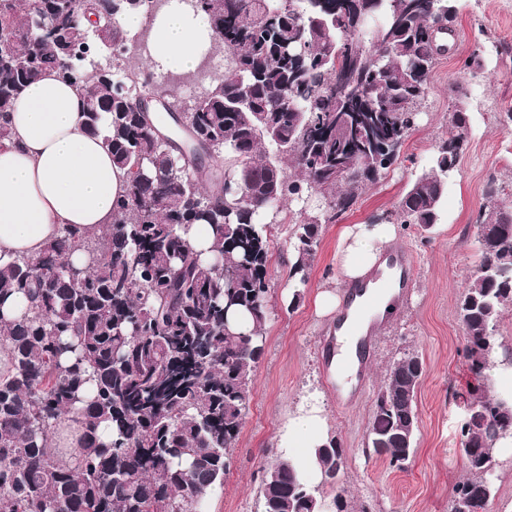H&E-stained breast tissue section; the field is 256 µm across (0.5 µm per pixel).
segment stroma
Listing matches in <instances>:
<instances>
[{
	"instance_id": "obj_1",
	"label": "stroma",
	"mask_w": 512,
	"mask_h": 512,
	"mask_svg": "<svg viewBox=\"0 0 512 512\" xmlns=\"http://www.w3.org/2000/svg\"><path fill=\"white\" fill-rule=\"evenodd\" d=\"M454 51L430 78L419 129L406 141L390 176L371 186L335 223L323 225L321 243L307 285L294 290L288 254L292 226L272 227L269 317L265 350L233 456V464L208 512H261V467L273 459L278 433L301 401L318 395L331 435L345 452L347 497L357 512H450L453 487L468 475L458 451L465 401L492 394L490 382L470 369L457 320L458 298L477 261V212L489 178L512 186V123L501 119L512 108V0H459ZM478 54L475 73L462 69ZM465 81V109L471 136L456 176L448 184L439 224L424 231L400 227L398 243L416 259L417 274L405 299L374 338L376 354L363 393L337 403L322 366L321 343L333 321L318 316V291L338 289L336 249L343 228L393 213L407 184L428 165L432 147L448 130L452 90ZM300 300H293V293ZM419 352L426 370L418 390L416 454L406 470L389 467L364 452L374 400L391 364L405 352Z\"/></svg>"
}]
</instances>
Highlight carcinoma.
I'll return each mask as SVG.
<instances>
[{
    "label": "carcinoma",
    "instance_id": "1",
    "mask_svg": "<svg viewBox=\"0 0 512 512\" xmlns=\"http://www.w3.org/2000/svg\"><path fill=\"white\" fill-rule=\"evenodd\" d=\"M116 0H0V140L17 96L47 71L84 97L86 130L101 134L128 183L112 227L74 232L36 257L0 267V303L15 294L31 307L5 317L0 344V512H198L223 485L264 354L269 315L270 223L282 201L323 196L324 209L296 213L289 276L306 285L321 228L387 178L416 127L430 78L448 52L458 0H199L224 45V71L193 102L169 97L209 166L183 168L184 132L144 119L143 101L161 90L129 56ZM110 46V78L89 68ZM348 73L351 94L336 95ZM468 119L448 112V135L428 169L408 185L396 220L438 223L450 181L469 140L454 131ZM293 172H287V169ZM210 227L205 263L186 238ZM477 224L478 261L459 296L457 319L477 375L501 347L497 325L512 303V200L495 179ZM87 255L82 266L71 252ZM250 315L248 334L228 314ZM422 358L393 362L375 399L366 450L405 468L419 429ZM81 404L79 447H53L61 419ZM461 426L468 477L453 488L451 512H488L495 443L512 437V402L480 396ZM102 423L112 439L98 437ZM321 480L312 484L284 453L262 467L261 512H352L344 450L330 436L313 449Z\"/></svg>",
    "mask_w": 512,
    "mask_h": 512
}]
</instances>
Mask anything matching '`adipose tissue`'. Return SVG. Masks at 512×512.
<instances>
[{"mask_svg":"<svg viewBox=\"0 0 512 512\" xmlns=\"http://www.w3.org/2000/svg\"><path fill=\"white\" fill-rule=\"evenodd\" d=\"M152 34L150 62L172 73L195 70L211 43L205 14L184 0H169ZM83 104L80 91L53 72L15 100L11 135L0 144V264L38 255L64 229L98 235L108 228L127 176L113 166L103 138L85 131ZM396 237L392 224L347 226L336 253L339 279H363ZM327 437L324 410L310 397L289 414L278 445L305 459Z\"/></svg>","mask_w":512,"mask_h":512,"instance_id":"ef3b65f1","label":"adipose tissue"}]
</instances>
